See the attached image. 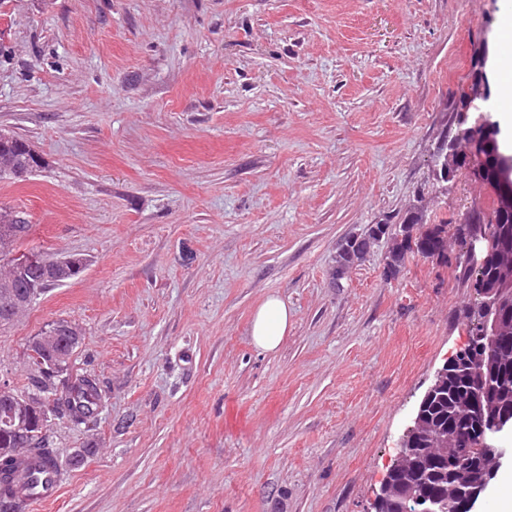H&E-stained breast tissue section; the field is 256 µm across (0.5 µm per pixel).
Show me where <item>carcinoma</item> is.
Instances as JSON below:
<instances>
[{"instance_id": "cac0c4a2", "label": "carcinoma", "mask_w": 512, "mask_h": 512, "mask_svg": "<svg viewBox=\"0 0 512 512\" xmlns=\"http://www.w3.org/2000/svg\"><path fill=\"white\" fill-rule=\"evenodd\" d=\"M454 111L459 113L456 138L466 139L473 128L465 119V115L472 111L471 95L461 97ZM474 149V156L457 157L452 164L469 166L472 177L497 189L490 212L475 211L456 229L457 236L464 242L487 234L495 240L483 265L478 268L470 266L467 256L457 257V267L464 270L467 285L476 293V302L465 313L469 333L480 336L485 302L512 285V191L502 188L498 180L505 157L499 152L497 138L482 137ZM38 166V157L24 140L0 129V181L18 180ZM31 227L26 211L0 204V257L19 250ZM446 233L445 224L426 226L424 209L416 208L390 233L388 267L397 270L412 253L446 257ZM43 276L41 267L32 266L25 277L14 280L12 289L18 294H26L28 284L43 283ZM500 314L503 327L486 374L476 376L463 364L451 366L435 397L419 405L422 426L409 438V447L417 449L416 458L406 465L398 479L394 498L382 505L378 512H415L423 500H442L450 493L461 494L464 487L457 477L458 459L471 462L476 471L481 468L474 451L478 441L471 431V413L478 409L512 413V298L503 301ZM55 324L60 327L57 350L67 369L63 372L40 368L29 371L24 394L44 396L50 406V415L66 418L77 427L90 428L97 423L102 390L95 377L73 369L72 358L77 347L69 341V321L59 319ZM44 429L45 425L35 422L24 435L0 432V448H21L54 461L56 451L50 447ZM38 480L32 472L19 469L16 458L0 459V512H26L17 488H31Z\"/></svg>"}]
</instances>
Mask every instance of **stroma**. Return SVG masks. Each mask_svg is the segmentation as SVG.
<instances>
[{"label": "stroma", "instance_id": "stroma-1", "mask_svg": "<svg viewBox=\"0 0 512 512\" xmlns=\"http://www.w3.org/2000/svg\"><path fill=\"white\" fill-rule=\"evenodd\" d=\"M502 0H6L0 128L40 165L0 182L25 248L82 258L0 330V379L66 319L105 396L52 418L65 471L34 512H370L475 299L455 233L495 191L432 156L459 129ZM424 206L448 259L384 274L382 240L335 279L342 241ZM280 296V347L251 341ZM479 80H480V77L477 78L475 80V82L472 84L471 92L469 94L461 97L459 102L455 104L454 112H459L458 113L459 114V125H460L459 132L457 133L455 138H453L451 140V142H448L447 160L444 161V163L441 165L440 168L434 169L437 179L441 182H446V183L449 182L451 179V176H452V171L448 167L447 161H448V156L451 157L453 154L457 155L459 153L458 149H457L459 147L457 145V142H455L454 140H457L460 138L468 139V133L475 126V125L473 126L474 121H472L470 123V125H468V121H469L468 113L473 112L471 105H470L471 104V93H472L473 89L475 88V86H479ZM465 115H467V119H465ZM291 316L288 305L282 299L267 297L253 316L251 337L255 346L266 352L275 351L288 334Z\"/></svg>", "mask_w": 512, "mask_h": 512}]
</instances>
